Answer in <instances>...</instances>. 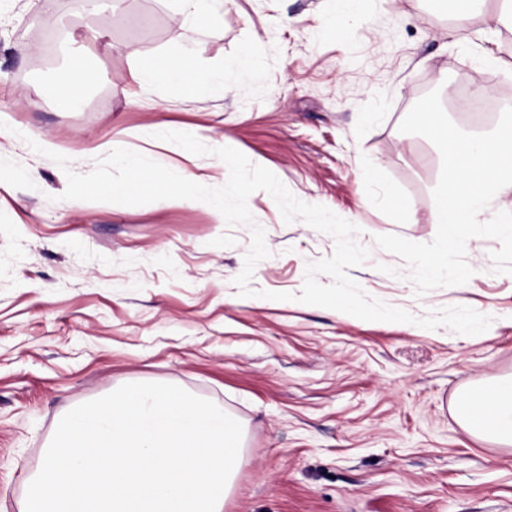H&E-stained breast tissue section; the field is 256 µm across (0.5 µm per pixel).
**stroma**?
Returning a JSON list of instances; mask_svg holds the SVG:
<instances>
[{
	"label": "stroma",
	"mask_w": 512,
	"mask_h": 512,
	"mask_svg": "<svg viewBox=\"0 0 512 512\" xmlns=\"http://www.w3.org/2000/svg\"><path fill=\"white\" fill-rule=\"evenodd\" d=\"M335 2L212 0L193 23L168 0H100L89 16L75 0H0V512H21L67 411L140 382L179 386L241 424L224 512H512V446L457 412L464 392L512 374V274L492 272L498 241L470 239L474 276L420 297L379 272L403 262L374 243L433 240L441 156L399 125L424 87L463 77L512 90V26L456 20L450 0H360L332 30ZM58 38L84 48L94 73L71 108ZM247 49L260 78L221 96L129 79L145 57L204 69ZM163 131L233 147L358 225L370 256L348 274L368 295L417 316L469 306L491 327L462 335L244 298L233 280L251 230L212 206L64 199L66 170L90 172L107 142L207 186L227 181L220 159L156 140ZM248 206L271 251L252 287L300 293L333 237L285 223L266 192Z\"/></svg>",
	"instance_id": "obj_1"
}]
</instances>
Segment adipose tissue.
I'll return each mask as SVG.
<instances>
[{"instance_id": "ef3b65f1", "label": "adipose tissue", "mask_w": 512, "mask_h": 512, "mask_svg": "<svg viewBox=\"0 0 512 512\" xmlns=\"http://www.w3.org/2000/svg\"><path fill=\"white\" fill-rule=\"evenodd\" d=\"M129 77L142 87L160 81L179 88L198 84L221 91L226 87L223 73L202 70L190 74L169 58L140 62ZM459 407L464 420L476 431L512 445V375L482 391L462 396Z\"/></svg>"}]
</instances>
